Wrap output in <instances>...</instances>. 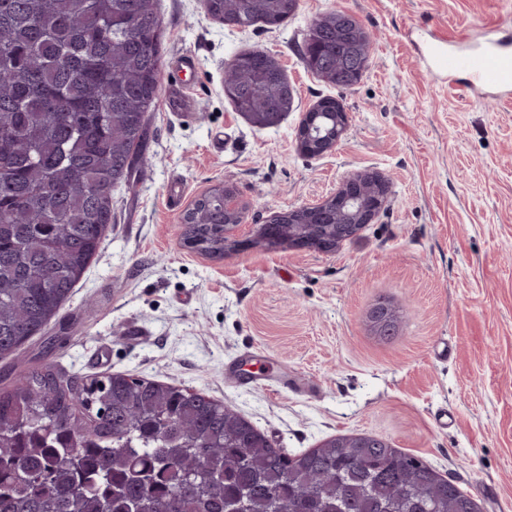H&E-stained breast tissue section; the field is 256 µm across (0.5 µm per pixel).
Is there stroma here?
Returning a JSON list of instances; mask_svg holds the SVG:
<instances>
[{"label":"stroma","instance_id":"35a3bbf8","mask_svg":"<svg viewBox=\"0 0 512 512\" xmlns=\"http://www.w3.org/2000/svg\"><path fill=\"white\" fill-rule=\"evenodd\" d=\"M162 71L196 55L195 112L156 105L141 161L112 190L101 250L27 365L81 377L126 373L206 392L279 448L299 454L331 436L372 434L427 461L481 512H512V96L472 100L430 75V41L477 43L512 28V0H300L276 29H232L204 0H158ZM357 16L373 40L368 69L337 88L303 61L311 20ZM275 56L295 106L259 129L224 96V63ZM332 97L349 114L336 149L300 153L301 112ZM389 181L373 224L334 253L254 243L273 213L318 200L347 175ZM187 189L170 209L171 180ZM232 185L248 246L208 258L180 245L181 217ZM390 301L396 335L369 310ZM448 409L455 424L441 425ZM367 318L375 335L392 336L399 327L401 314L399 310L384 305L369 312Z\"/></svg>","mask_w":512,"mask_h":512}]
</instances>
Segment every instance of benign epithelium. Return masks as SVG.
Returning <instances> with one entry per match:
<instances>
[{"label":"benign epithelium","instance_id":"1","mask_svg":"<svg viewBox=\"0 0 512 512\" xmlns=\"http://www.w3.org/2000/svg\"><path fill=\"white\" fill-rule=\"evenodd\" d=\"M326 102L300 113L296 128V146L305 155L321 156L336 149L349 124V114L337 108L336 127L330 134L316 131L318 111ZM213 192L223 196L224 213L232 219L221 226L220 240L224 251H234L242 242L237 232L243 221V209L233 187L218 186ZM389 194L388 180L374 171H363L347 176L329 195L308 205L277 212L268 223L260 225L254 242L268 246L288 245L292 248L310 249L323 253L336 251L344 242L373 223L385 205ZM181 244L199 255H212L213 244L204 241L197 232V225L182 216ZM368 321L375 335L392 336L401 321L399 311L388 305L368 313Z\"/></svg>","mask_w":512,"mask_h":512}]
</instances>
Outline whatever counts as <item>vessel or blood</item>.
Returning <instances> with one entry per match:
<instances>
[{
  "label": "vessel or blood",
  "instance_id": "b4317fda",
  "mask_svg": "<svg viewBox=\"0 0 512 512\" xmlns=\"http://www.w3.org/2000/svg\"><path fill=\"white\" fill-rule=\"evenodd\" d=\"M433 56L449 80L463 83L471 89L481 87L512 95V38L502 35L499 28H488L484 38L470 46L435 44ZM197 64L194 55L186 54L179 58L176 75L163 99L168 111L187 115L193 110V100L180 76L195 69Z\"/></svg>",
  "mask_w": 512,
  "mask_h": 512
}]
</instances>
